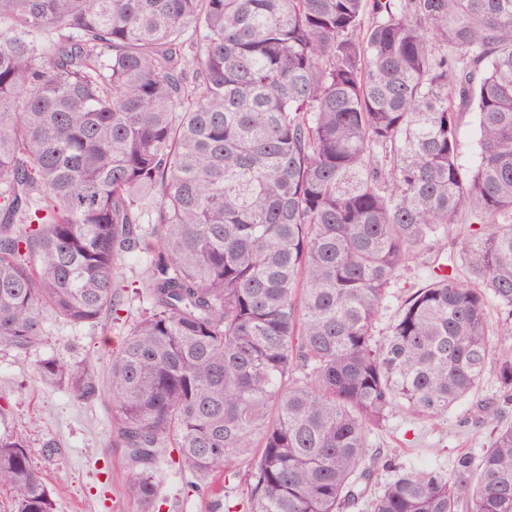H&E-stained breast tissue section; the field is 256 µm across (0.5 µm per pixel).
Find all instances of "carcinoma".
I'll use <instances>...</instances> for the list:
<instances>
[{"instance_id": "cac0c4a2", "label": "carcinoma", "mask_w": 512, "mask_h": 512, "mask_svg": "<svg viewBox=\"0 0 512 512\" xmlns=\"http://www.w3.org/2000/svg\"><path fill=\"white\" fill-rule=\"evenodd\" d=\"M138 254L148 307L108 386L60 358L37 377L108 403L144 512L168 445L246 486L247 512H512L497 407L449 470L370 443L490 366L512 401V0H0V345L39 343L47 309L117 317ZM0 487L53 512L18 438ZM477 151L474 113L466 114L460 128V152L465 161H470ZM144 265L138 256H129L118 262V274L120 280L125 284L136 282L137 287L141 286ZM424 285L425 282L417 264L412 263L410 269L401 272L390 288V294L386 298L384 308L376 323V336H386L389 331V326L397 315L401 301L407 294L408 289L419 288Z\"/></svg>"}]
</instances>
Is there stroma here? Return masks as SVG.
<instances>
[{
  "label": "stroma",
  "instance_id": "stroma-1",
  "mask_svg": "<svg viewBox=\"0 0 512 512\" xmlns=\"http://www.w3.org/2000/svg\"><path fill=\"white\" fill-rule=\"evenodd\" d=\"M418 266L401 272L390 289L377 335H386L409 289L422 287ZM120 320L103 318L95 325H72L47 314L42 341L25 352L0 346V435H16L27 446L33 465L51 491L53 512H141L126 492L132 466L123 448L111 437L110 411L105 402L80 403L63 384H45L36 367L49 357L72 366L92 362L100 381H107L115 350L130 325L146 307L144 295L122 296ZM493 373L447 417L426 421L390 414L370 441L404 466L450 468L462 453L480 454L488 444V430L474 424L478 406L500 402ZM172 448L161 449L154 468L160 512H224L225 500H245L243 486L231 485L224 496L193 487L192 475L178 467Z\"/></svg>",
  "mask_w": 512,
  "mask_h": 512
}]
</instances>
